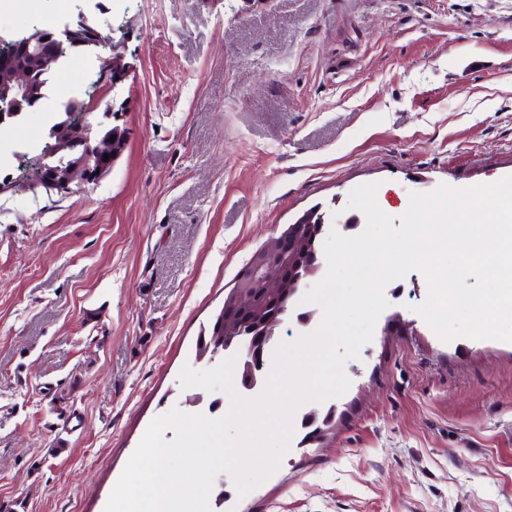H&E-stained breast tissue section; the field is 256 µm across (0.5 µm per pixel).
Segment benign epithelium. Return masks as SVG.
<instances>
[{"mask_svg":"<svg viewBox=\"0 0 512 512\" xmlns=\"http://www.w3.org/2000/svg\"><path fill=\"white\" fill-rule=\"evenodd\" d=\"M63 35L77 46H84L91 39L101 38V33L82 19L68 24ZM45 41L37 35L26 49L27 61L0 67V96L12 95L18 103L34 94V75L53 68L55 57L44 48ZM104 65L112 73L107 88L116 89L125 79V67L118 56L111 54ZM57 152L69 157L67 166L50 171L44 178L31 183V188L42 187L67 193L75 187L93 184L109 170L125 150V144L106 138L96 145V151L88 154L81 146L89 140V130L84 126H62L57 132ZM109 160H104L105 155ZM302 242L287 234L272 237L263 248L255 252L237 279V286L224 303V339L241 324L243 318L262 316L267 301L272 297L289 299L299 287L300 277L295 275L292 259L298 256ZM264 350L242 357L238 364L240 384L250 390L257 382V373L263 368Z\"/></svg>","mask_w":512,"mask_h":512,"instance_id":"1","label":"benign epithelium"}]
</instances>
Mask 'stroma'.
<instances>
[{"label":"stroma","mask_w":512,"mask_h":512,"mask_svg":"<svg viewBox=\"0 0 512 512\" xmlns=\"http://www.w3.org/2000/svg\"><path fill=\"white\" fill-rule=\"evenodd\" d=\"M112 47L69 50L51 89L118 108L126 147L79 192L0 194V512H104L147 427L188 411L183 365L237 272L315 209L362 224L356 187L512 176V0H39ZM126 78L104 90L100 60ZM53 117L0 124L39 153ZM419 270L390 282L315 440L223 512H512V342L441 340ZM311 311L313 319L299 321ZM294 298L275 345L312 334Z\"/></svg>","instance_id":"35a3bbf8"}]
</instances>
